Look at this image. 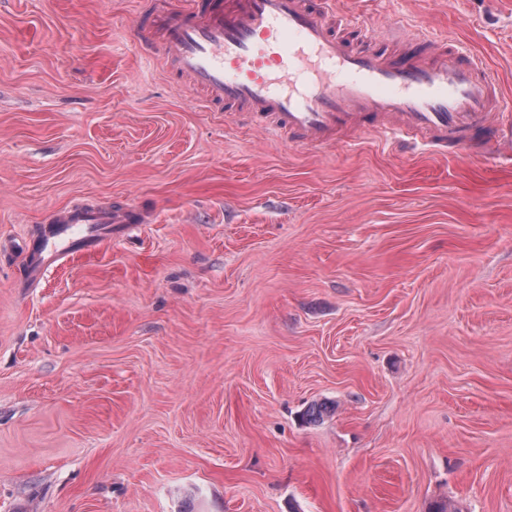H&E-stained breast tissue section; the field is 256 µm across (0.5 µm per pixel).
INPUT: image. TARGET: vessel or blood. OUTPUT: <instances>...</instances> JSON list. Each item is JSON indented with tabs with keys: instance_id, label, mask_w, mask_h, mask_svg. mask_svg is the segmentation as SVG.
<instances>
[{
	"instance_id": "obj_1",
	"label": "vessel or blood",
	"mask_w": 512,
	"mask_h": 512,
	"mask_svg": "<svg viewBox=\"0 0 512 512\" xmlns=\"http://www.w3.org/2000/svg\"><path fill=\"white\" fill-rule=\"evenodd\" d=\"M359 27L357 16L335 14L333 0H165L151 25L207 107L264 117L266 133L309 150L368 132L447 152L512 132L496 117L499 84L479 57L419 27L372 32V49H360L351 39ZM131 218L85 206L56 213L31 279L97 248L101 225Z\"/></svg>"
}]
</instances>
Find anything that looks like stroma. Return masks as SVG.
I'll list each match as a JSON object with an SVG mask.
<instances>
[{"instance_id": "1", "label": "stroma", "mask_w": 512, "mask_h": 512, "mask_svg": "<svg viewBox=\"0 0 512 512\" xmlns=\"http://www.w3.org/2000/svg\"><path fill=\"white\" fill-rule=\"evenodd\" d=\"M159 2L0 0V512H512V144L296 149L147 61ZM344 8L512 107V0ZM82 202L137 220L28 283Z\"/></svg>"}]
</instances>
